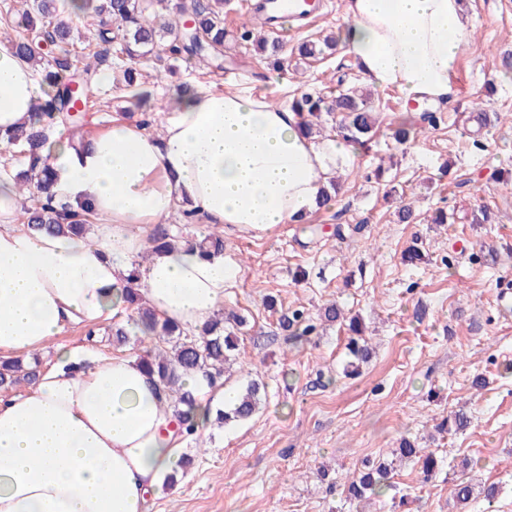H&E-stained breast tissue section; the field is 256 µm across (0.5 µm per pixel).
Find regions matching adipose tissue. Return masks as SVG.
I'll return each instance as SVG.
<instances>
[{
  "instance_id": "adipose-tissue-1",
  "label": "adipose tissue",
  "mask_w": 512,
  "mask_h": 512,
  "mask_svg": "<svg viewBox=\"0 0 512 512\" xmlns=\"http://www.w3.org/2000/svg\"><path fill=\"white\" fill-rule=\"evenodd\" d=\"M473 27L463 0H345L337 34L373 86L424 103L453 97ZM47 91L30 61L0 45V131L28 124ZM161 127L116 118L45 147L54 202L92 208L84 235L30 231L22 197L0 181V358L56 349L24 393L0 397V512H151L180 452L167 393L137 357L58 337L76 323L123 320L130 279L146 306L196 330L223 312L240 269L184 244L140 261L154 225L185 206L229 233L269 234L301 223L349 158L342 141L307 135L297 113L237 90L180 92ZM186 386L202 421L238 398L199 373Z\"/></svg>"
}]
</instances>
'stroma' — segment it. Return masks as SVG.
<instances>
[{
	"label": "stroma",
	"instance_id": "stroma-1",
	"mask_svg": "<svg viewBox=\"0 0 512 512\" xmlns=\"http://www.w3.org/2000/svg\"><path fill=\"white\" fill-rule=\"evenodd\" d=\"M475 27L452 75L455 95L435 106V129L397 144L390 126L403 118L399 90L373 89L379 129L370 151L337 175L340 190L309 224H286L262 237L225 234L224 258L240 276L224 290V310L246 320L238 333L230 386L264 383L251 420L202 433L203 448L181 440L190 463L162 485L153 512H355L344 483L363 466L389 460L402 440L433 452L438 467L423 480L414 464L397 468L394 487L362 512H512V311L498 295L512 288V0H464ZM343 0H331L317 24L283 26L282 68L256 46L225 42L224 67L176 63L163 79L144 74L142 88L163 102L189 83L241 90L279 105L304 92L335 87L338 77L364 87L367 77L344 51L301 58L297 43L335 32ZM502 118L470 119L477 96ZM130 107L127 90L103 76L87 105V130L100 131ZM382 178H373L376 167ZM413 208L399 222V207ZM493 223L473 224L478 207ZM447 223L429 218L435 210ZM321 226L310 236L308 225ZM344 237H337V227ZM419 244L415 264L402 253ZM337 303L359 317L373 354L356 376L345 375L346 325L289 337L279 317L302 309L318 317ZM483 386H476V379ZM466 415V427L441 430ZM496 484L494 504L457 503L459 481Z\"/></svg>",
	"mask_w": 512,
	"mask_h": 512
}]
</instances>
